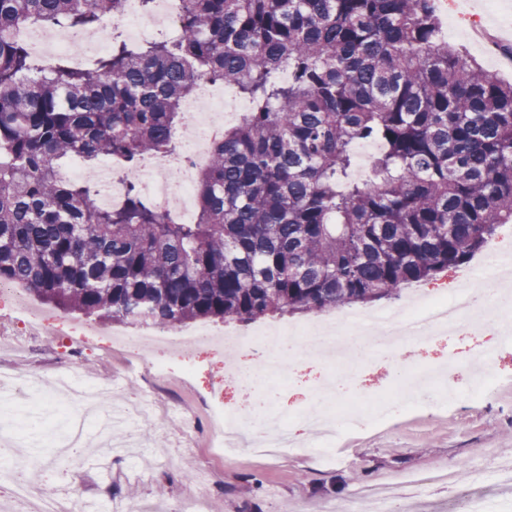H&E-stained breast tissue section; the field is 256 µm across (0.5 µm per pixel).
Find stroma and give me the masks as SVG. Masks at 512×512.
Listing matches in <instances>:
<instances>
[{"label":"stroma","mask_w":512,"mask_h":512,"mask_svg":"<svg viewBox=\"0 0 512 512\" xmlns=\"http://www.w3.org/2000/svg\"><path fill=\"white\" fill-rule=\"evenodd\" d=\"M37 313L49 319L47 328L34 330L7 302H0V379L11 382L40 380L52 383L62 372L84 379H109L115 389L112 404L151 395L158 410L151 427L133 432L127 423L112 431V474L103 476L91 467L77 470L55 463L51 436L43 428L44 412L25 417L30 445L42 460L31 471L32 482L61 493L79 488L85 501H111L118 505L149 502L157 512H174L187 496L205 487L207 512H325L336 502L352 501L355 491L391 477L425 473L435 468L475 465L489 454L512 458V343L498 336L486 342L498 353L486 369L497 379V389L476 401L470 396L475 374L460 367L436 379L431 400L441 392L457 393L451 408L425 413H394L382 422L366 421L360 431L344 429L332 463L309 453L264 455L243 451L218 455L209 437L211 399L223 398L230 406H244L227 367L235 359L225 348L226 333L246 335L253 327L235 321H196L187 331L210 334V345L196 350L190 376L174 373L157 376L151 369H132L121 339L149 333L146 325H130L70 313L32 300ZM475 344L468 335H442L427 348L413 352L415 362L433 368L449 352L470 353ZM360 392L382 394L397 385L393 363L373 356L356 361ZM322 360L281 366L269 379L275 392L274 408L291 413L313 384L330 378ZM194 422L191 448H179L184 420Z\"/></svg>","instance_id":"1"}]
</instances>
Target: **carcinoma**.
<instances>
[{"instance_id":"1","label":"carcinoma","mask_w":512,"mask_h":512,"mask_svg":"<svg viewBox=\"0 0 512 512\" xmlns=\"http://www.w3.org/2000/svg\"><path fill=\"white\" fill-rule=\"evenodd\" d=\"M174 2L181 35L113 29L78 67L15 31L95 29L126 0H0V281L99 318L252 322L395 299L512 222V83L448 51L436 0ZM199 81L249 108L211 143L193 223L61 176L180 156Z\"/></svg>"}]
</instances>
